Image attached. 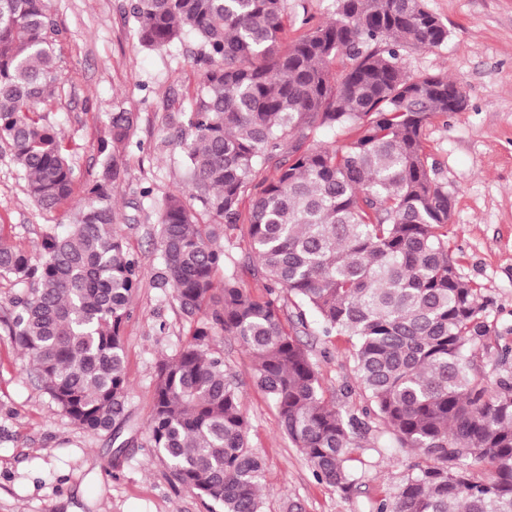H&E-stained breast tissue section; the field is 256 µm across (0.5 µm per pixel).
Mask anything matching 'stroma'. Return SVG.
Wrapping results in <instances>:
<instances>
[{"label":"stroma","instance_id":"1","mask_svg":"<svg viewBox=\"0 0 512 512\" xmlns=\"http://www.w3.org/2000/svg\"><path fill=\"white\" fill-rule=\"evenodd\" d=\"M130 0H43L57 33V88L45 116L72 147L75 197L97 177V151L112 113L128 112L134 135L119 160L112 189L113 232L137 258L142 285L123 327L128 395L118 435H90L66 417L41 389L26 358L9 336L16 293L0 277V512H209V502L176 483L154 454L146 430L153 408L157 366L189 337L190 322L171 288L157 287L155 246L158 205L190 181L179 148L169 141L183 121L201 70L192 33L160 50L139 43ZM448 27L437 48L409 47L410 74L431 73L458 82L463 110L433 117L425 128L430 162L452 199L448 246L461 277L479 289L490 332L481 358L488 377L500 367L497 350L512 346V0H424ZM150 197H142V190ZM72 204L37 208L24 174L0 146V233L37 253L46 233L66 234ZM228 258L220 277H236L255 298L266 292L249 244L248 226L226 232ZM299 336L319 368L327 396L345 410L368 404L355 385L351 346L327 336L307 314ZM227 370L239 384L241 408L250 424V447L262 460L264 512H376L393 500L418 457L394 451L377 418L363 441L356 483L341 492L320 483L310 463L282 433L271 401L252 382L241 344L220 335Z\"/></svg>","mask_w":512,"mask_h":512}]
</instances>
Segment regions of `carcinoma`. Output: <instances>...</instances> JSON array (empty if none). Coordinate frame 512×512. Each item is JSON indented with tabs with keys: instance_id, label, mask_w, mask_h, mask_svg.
<instances>
[{
	"instance_id": "carcinoma-1",
	"label": "carcinoma",
	"mask_w": 512,
	"mask_h": 512,
	"mask_svg": "<svg viewBox=\"0 0 512 512\" xmlns=\"http://www.w3.org/2000/svg\"><path fill=\"white\" fill-rule=\"evenodd\" d=\"M284 0H132L140 44L163 49L193 32L201 84L178 127L190 199L232 228L245 193L250 246L266 298L235 278L215 286L226 254L183 194L160 207V287L171 286L190 338L157 367L147 423L156 456L217 512H262V461L249 448L238 384L211 348L216 332L250 353L254 386L317 480L348 492L369 424L326 397L316 364L285 326L317 313L353 348L356 379L397 446L419 453L399 494L377 512H512V372L486 379L474 346L488 335L480 292L448 248V190L424 144L459 84L408 73L402 50L434 48L447 26L423 0H336L326 21L301 19L288 40ZM42 0H0V142L35 204L50 211L76 182L69 149L44 122L56 67ZM347 63L337 67L339 59ZM133 117L114 112L64 236L40 258L0 239V275L25 286L10 336L43 391L85 432L113 429L127 395L122 327L141 287L138 262L112 233V183ZM334 129V145L317 130ZM273 176L254 182L256 169ZM474 461L491 476L470 475Z\"/></svg>"
}]
</instances>
